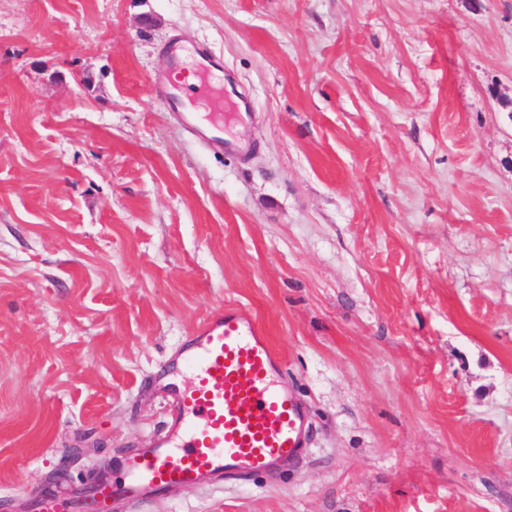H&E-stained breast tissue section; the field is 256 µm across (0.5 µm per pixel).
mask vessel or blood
<instances>
[{"mask_svg":"<svg viewBox=\"0 0 512 512\" xmlns=\"http://www.w3.org/2000/svg\"><path fill=\"white\" fill-rule=\"evenodd\" d=\"M165 51L173 63L191 54L200 93L214 109L224 93L211 84L224 65L206 45L171 39ZM155 89L168 98L181 124L209 148L247 154L248 143L226 138L222 123L200 125L183 111L167 85ZM179 358L194 372L191 385H160L169 414L162 433L121 463L123 478L103 485V498L135 507L157 496L221 487L224 482L262 474L275 477L284 465H296L308 450L310 423L306 411L284 379L285 362L264 324L249 307L213 312L183 340ZM76 493L44 492L37 512H73Z\"/></svg>","mask_w":512,"mask_h":512,"instance_id":"b4317fda","label":"vessel or blood"}]
</instances>
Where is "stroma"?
I'll list each match as a JSON object with an SVG mask.
<instances>
[{"label": "stroma", "instance_id": "stroma-1", "mask_svg": "<svg viewBox=\"0 0 512 512\" xmlns=\"http://www.w3.org/2000/svg\"><path fill=\"white\" fill-rule=\"evenodd\" d=\"M175 32L248 159L154 92ZM240 305L305 461L135 512H512V0H0V512L161 433ZM190 55L193 57L195 62L194 75L197 77L195 80L198 81L197 87L200 93L209 96L210 104L215 110L222 112L224 106V88L218 89L211 85V78L217 72L224 75V65L220 58L214 56L210 49L200 43L191 44ZM193 78H189V82L195 81ZM154 86L157 92L167 97L170 110L179 116L180 122L185 129L209 148L236 155H244L251 150V145L248 143L226 138L222 123L213 122L209 126H202L198 123L193 112H182L180 99L170 93L165 83L155 80Z\"/></svg>", "mask_w": 512, "mask_h": 512}]
</instances>
